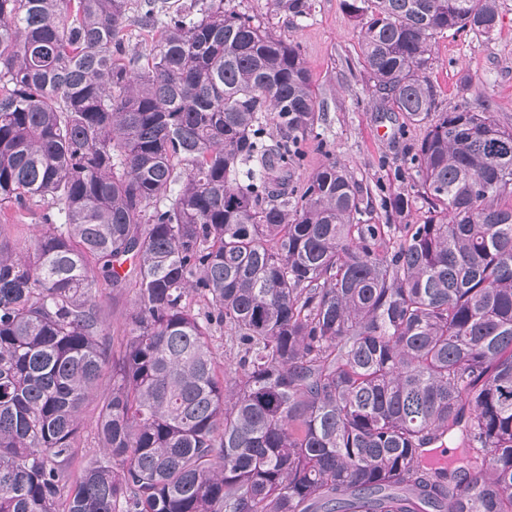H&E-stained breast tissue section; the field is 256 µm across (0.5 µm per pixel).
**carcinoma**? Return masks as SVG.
Here are the masks:
<instances>
[{
    "mask_svg": "<svg viewBox=\"0 0 512 512\" xmlns=\"http://www.w3.org/2000/svg\"><path fill=\"white\" fill-rule=\"evenodd\" d=\"M346 6L379 109L426 127L388 224L334 161L291 184L310 69L224 0H0V211L43 205L31 250L0 235V512H512V127L428 77L498 0ZM130 258L113 352L98 288ZM228 336H231V331L226 327L217 328L213 337V351L216 356L217 371L220 375H224V371L233 364V357L235 351L230 349V342ZM97 399L88 401L82 408L81 418L83 421V430L81 440L78 445V461H86L90 457L99 453L100 445L95 435V420L98 413Z\"/></svg>",
    "mask_w": 512,
    "mask_h": 512,
    "instance_id": "1",
    "label": "carcinoma"
}]
</instances>
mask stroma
Wrapping results in <instances>:
<instances>
[{"mask_svg":"<svg viewBox=\"0 0 512 512\" xmlns=\"http://www.w3.org/2000/svg\"><path fill=\"white\" fill-rule=\"evenodd\" d=\"M499 3L500 23L491 38L471 33L437 38L429 78L441 109L485 105L512 127V0ZM305 4L301 14L289 10L285 0H228L227 6L297 45L312 73L320 136L305 141L295 185H304L323 164L337 162L360 183L372 223H385L382 200L409 187L408 163L425 129L375 107L360 65L358 23L344 0ZM99 301L107 336L120 342L137 308L134 287L100 289Z\"/></svg>","mask_w":512,"mask_h":512,"instance_id":"stroma-1","label":"stroma"}]
</instances>
